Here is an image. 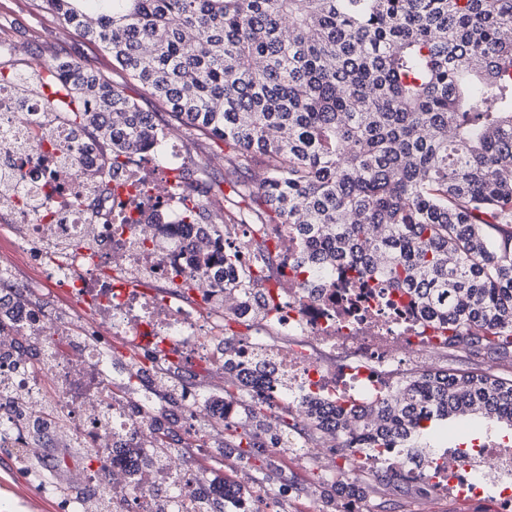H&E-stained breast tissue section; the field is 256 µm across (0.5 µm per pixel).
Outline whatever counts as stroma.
I'll list each match as a JSON object with an SVG mask.
<instances>
[{
  "mask_svg": "<svg viewBox=\"0 0 512 512\" xmlns=\"http://www.w3.org/2000/svg\"><path fill=\"white\" fill-rule=\"evenodd\" d=\"M60 19L45 9L41 0H0V44L8 45V52L0 51V71L24 74L31 63L49 67L57 59L66 58L100 71L117 83L123 93L143 109L160 111V104L147 96L140 85L112 68L111 58L96 45L78 33L67 38L56 36L61 28ZM497 442L512 444V426L497 423L477 415L453 418L439 424L417 440L418 447L443 452L447 448H470L481 445L486 437ZM33 465H25L18 459L15 449L0 447V512H61L59 496H42L27 480L33 471L51 474L55 485L70 487V473L76 469L93 466L94 460L77 448H60L45 441L30 448ZM195 472L206 478L223 480L236 476L240 468H248L252 475H259L262 459L250 455L225 453L221 443H214L207 454L196 449L184 451ZM274 462L281 470L279 486L294 483L301 492L292 496H280L267 501L270 512H308L310 506H318L323 512H332L333 502L328 493L330 486L321 477L327 458L309 457L300 452L275 456ZM369 512H502L497 495H485L471 500L451 496L422 495L415 484L392 482L381 495L367 502Z\"/></svg>",
  "mask_w": 512,
  "mask_h": 512,
  "instance_id": "obj_1",
  "label": "stroma"
}]
</instances>
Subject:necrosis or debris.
Wrapping results in <instances>:
<instances>
[{
	"mask_svg": "<svg viewBox=\"0 0 512 512\" xmlns=\"http://www.w3.org/2000/svg\"><path fill=\"white\" fill-rule=\"evenodd\" d=\"M185 169L174 134H163L159 151L116 168L62 107L45 105L40 88L0 87V223L12 234L0 245V267L12 266V284L17 271L31 272L11 309L41 340L35 358L11 332L0 333V376L28 396L20 410L0 401V446L23 448L34 434L66 426L70 442L99 449L104 462L76 473L75 483L107 488L112 512H194L208 490L188 464L170 453L157 465L146 456L175 423L194 433L200 452L214 437L196 431L210 413L200 392L166 412L123 398L112 382V343L140 357L149 387L162 375L197 371L222 389L231 375L265 364L272 380L263 396L300 412L311 397L379 402L416 373L422 356L447 350L443 330L416 320L391 289L365 288L340 272L308 280L297 266L299 246L273 224L264 232L278 259L257 287L264 312L225 310L221 283L183 269L179 209L194 193L176 178ZM46 286L86 308L88 321L34 306L32 293ZM233 321L247 333L230 335ZM350 458L428 478L442 494L478 498L494 488L512 512V446L489 440L465 449L453 470L397 448Z\"/></svg>",
	"mask_w": 512,
	"mask_h": 512,
	"instance_id": "4bbe7bcc",
	"label": "necrosis or debris"
}]
</instances>
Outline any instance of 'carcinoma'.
<instances>
[{
    "mask_svg": "<svg viewBox=\"0 0 512 512\" xmlns=\"http://www.w3.org/2000/svg\"><path fill=\"white\" fill-rule=\"evenodd\" d=\"M139 82L170 119L224 141L231 196L266 211L224 223L265 224V212L301 241L298 266L341 269L391 288L422 322L465 344L512 358V0H42ZM76 130L109 141L112 165L155 143L164 118L145 112L101 74L73 61L50 71ZM200 194L181 223L200 234L221 183L193 171ZM190 267L224 281L230 311L259 310L252 288L264 263L222 264L199 242ZM239 279L230 281L233 274ZM0 281V331L14 329ZM242 418L224 447L336 438L337 447L414 448L440 419L480 413L512 426V378L481 367L409 376L374 407L307 402L268 414L242 379ZM394 480L342 469L338 512ZM252 498L231 478L203 512H237Z\"/></svg>",
    "mask_w": 512,
    "mask_h": 512,
    "instance_id": "carcinoma-1",
    "label": "carcinoma"
}]
</instances>
